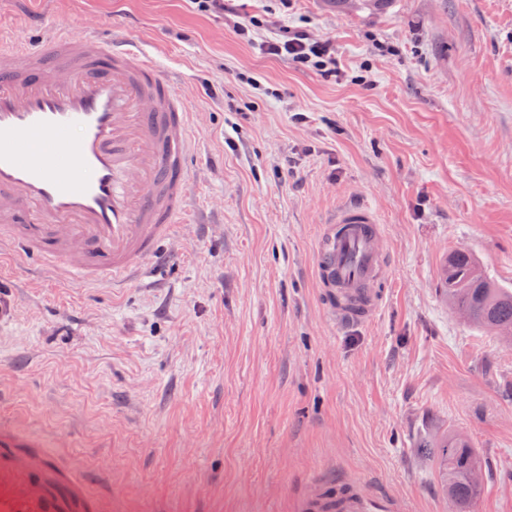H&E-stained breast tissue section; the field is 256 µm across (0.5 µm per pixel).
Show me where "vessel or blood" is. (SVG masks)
Masks as SVG:
<instances>
[{"label":"vessel or blood","instance_id":"vessel-or-blood-1","mask_svg":"<svg viewBox=\"0 0 512 512\" xmlns=\"http://www.w3.org/2000/svg\"><path fill=\"white\" fill-rule=\"evenodd\" d=\"M191 114L168 75L95 31L38 43L0 40V240L67 280L127 283L148 276L185 209ZM382 225L359 202L328 225L318 259L338 323L384 305ZM0 432V512H103L89 493L100 471L64 474ZM298 512H402L363 490L320 494Z\"/></svg>","mask_w":512,"mask_h":512}]
</instances>
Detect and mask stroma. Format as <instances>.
<instances>
[{
  "label": "stroma",
  "mask_w": 512,
  "mask_h": 512,
  "mask_svg": "<svg viewBox=\"0 0 512 512\" xmlns=\"http://www.w3.org/2000/svg\"><path fill=\"white\" fill-rule=\"evenodd\" d=\"M0 0V37L100 31L191 114L186 223L150 281L74 283L0 257V428L109 512H293L331 482L452 512L427 448L485 463L473 512H512V345L452 309L449 253L512 288V0ZM329 41L335 73L265 54ZM383 225V310L337 326L316 256L341 206Z\"/></svg>",
  "instance_id": "stroma-1"
}]
</instances>
